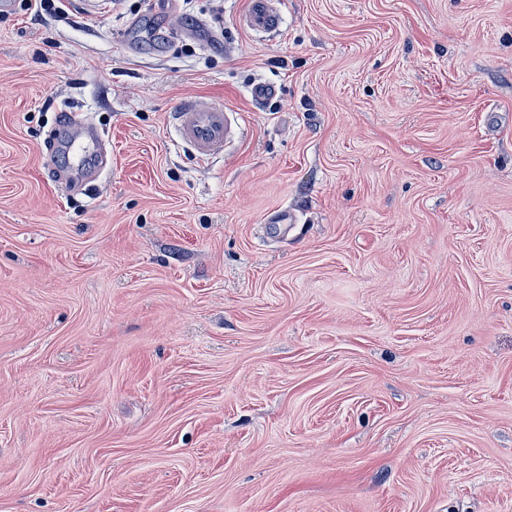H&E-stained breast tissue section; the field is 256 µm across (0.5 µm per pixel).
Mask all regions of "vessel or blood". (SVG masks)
I'll return each instance as SVG.
<instances>
[{
	"label": "vessel or blood",
	"instance_id": "obj_1",
	"mask_svg": "<svg viewBox=\"0 0 512 512\" xmlns=\"http://www.w3.org/2000/svg\"><path fill=\"white\" fill-rule=\"evenodd\" d=\"M239 22L247 30L270 34L278 32L283 16L276 0H248ZM178 143L190 148L195 156L209 159L223 154L235 132L238 118L218 102H203L186 96L173 112ZM102 137L82 118L70 114L60 124L48 144L49 152L67 159V170L94 173L103 169Z\"/></svg>",
	"mask_w": 512,
	"mask_h": 512
}]
</instances>
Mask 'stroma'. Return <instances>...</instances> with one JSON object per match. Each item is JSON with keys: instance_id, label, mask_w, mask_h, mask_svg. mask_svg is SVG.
Masks as SVG:
<instances>
[{"instance_id": "35a3bbf8", "label": "stroma", "mask_w": 512, "mask_h": 512, "mask_svg": "<svg viewBox=\"0 0 512 512\" xmlns=\"http://www.w3.org/2000/svg\"><path fill=\"white\" fill-rule=\"evenodd\" d=\"M280 2L157 50L146 0L0 16V512H512V0ZM239 22L249 31L270 34L280 30L283 16L275 0H248ZM172 115L177 142L198 158L210 159L224 153V145L232 139L241 114L228 110L223 103H204L185 96ZM90 139L96 143V148L92 152L88 151L83 141ZM103 142L102 137L82 118L68 114L59 124V128L54 137L48 144V153L53 155L58 151L62 156L66 157L67 165L60 167H52L57 172V181H61V172L64 170L85 173L81 179L88 177L94 172H98L99 176L105 170L103 164V148L100 147Z\"/></svg>"}]
</instances>
